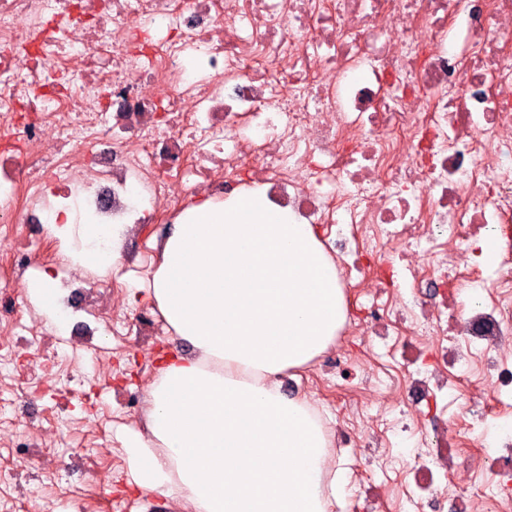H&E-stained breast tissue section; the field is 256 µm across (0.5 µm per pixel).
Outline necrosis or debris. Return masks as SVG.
<instances>
[{
	"instance_id": "4bbe7bcc",
	"label": "necrosis or debris",
	"mask_w": 512,
	"mask_h": 512,
	"mask_svg": "<svg viewBox=\"0 0 512 512\" xmlns=\"http://www.w3.org/2000/svg\"><path fill=\"white\" fill-rule=\"evenodd\" d=\"M246 183L326 225L340 279L365 289L347 331L368 337L366 377L409 430L408 454L382 448L410 479L400 512H512V437L492 433L512 416V0H0V226L18 235L0 276V448L30 463L47 431L92 439L112 418L43 405L47 367L81 398L112 350L62 352L15 287L72 193L125 225L118 279L147 265L144 224ZM55 271L77 330L164 335L159 310ZM427 395L461 461L416 425Z\"/></svg>"
}]
</instances>
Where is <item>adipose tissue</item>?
<instances>
[{
	"instance_id": "obj_1",
	"label": "adipose tissue",
	"mask_w": 512,
	"mask_h": 512,
	"mask_svg": "<svg viewBox=\"0 0 512 512\" xmlns=\"http://www.w3.org/2000/svg\"><path fill=\"white\" fill-rule=\"evenodd\" d=\"M112 228L50 227L73 263L106 271ZM142 292L197 354L158 369L148 434L125 440L134 482L193 512H327L322 426L278 378L312 363L346 318L336 264L313 225L258 187L184 207Z\"/></svg>"
}]
</instances>
